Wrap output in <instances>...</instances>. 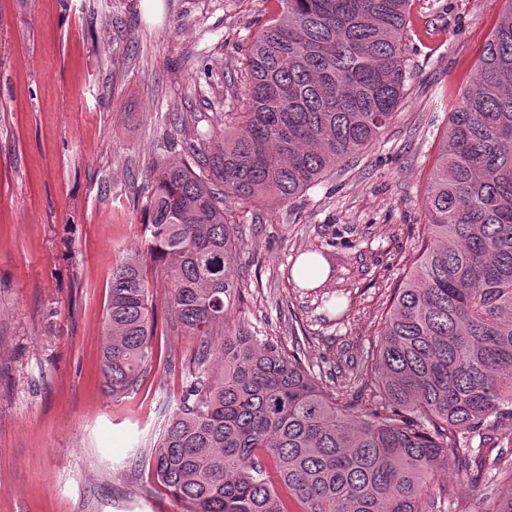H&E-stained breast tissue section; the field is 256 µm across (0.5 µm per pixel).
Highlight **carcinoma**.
<instances>
[{"label":"carcinoma","instance_id":"carcinoma-1","mask_svg":"<svg viewBox=\"0 0 512 512\" xmlns=\"http://www.w3.org/2000/svg\"><path fill=\"white\" fill-rule=\"evenodd\" d=\"M448 112L409 276L381 320L374 377L386 410L336 400L269 341L224 331L236 226L224 203H287L375 143L407 78L410 0H276L248 48L245 111L160 167L148 252L112 272L102 373L118 398L141 385L156 336L148 268H161L176 326L200 339L195 371L155 446L154 478L186 512H443L451 467L512 512V451L485 457L512 418V0ZM222 374L210 377L214 362ZM500 489L486 492L482 473Z\"/></svg>","mask_w":512,"mask_h":512}]
</instances>
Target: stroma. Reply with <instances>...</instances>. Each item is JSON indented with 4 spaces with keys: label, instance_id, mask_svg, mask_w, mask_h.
<instances>
[{
    "label": "stroma",
    "instance_id": "obj_1",
    "mask_svg": "<svg viewBox=\"0 0 512 512\" xmlns=\"http://www.w3.org/2000/svg\"><path fill=\"white\" fill-rule=\"evenodd\" d=\"M274 0H0V512H185L149 475L192 379L150 273L158 334L144 383L102 374L112 271L146 251L154 168L224 139L245 108L247 39ZM505 0H412L410 72L383 135L291 202L230 205L238 328L304 354L342 401L384 398L367 374L390 296L418 254L448 105ZM326 280L299 287L295 260Z\"/></svg>",
    "mask_w": 512,
    "mask_h": 512
}]
</instances>
